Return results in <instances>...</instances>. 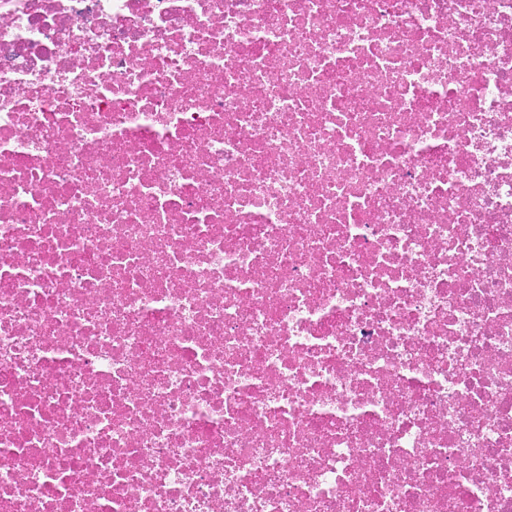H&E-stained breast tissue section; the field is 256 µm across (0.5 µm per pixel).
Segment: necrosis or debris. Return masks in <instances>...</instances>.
Masks as SVG:
<instances>
[{
    "mask_svg": "<svg viewBox=\"0 0 512 512\" xmlns=\"http://www.w3.org/2000/svg\"><path fill=\"white\" fill-rule=\"evenodd\" d=\"M0 512H512V0H0Z\"/></svg>",
    "mask_w": 512,
    "mask_h": 512,
    "instance_id": "1",
    "label": "necrosis or debris"
}]
</instances>
